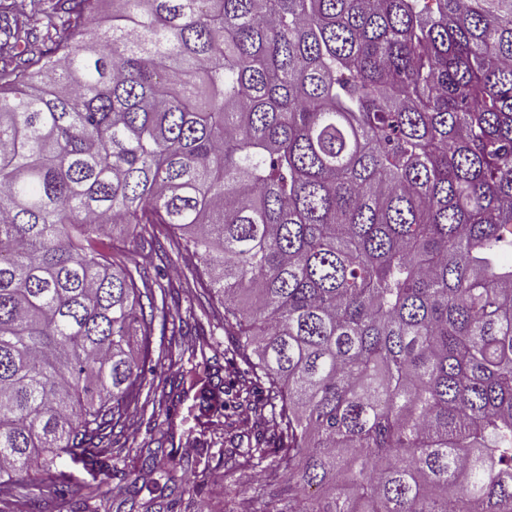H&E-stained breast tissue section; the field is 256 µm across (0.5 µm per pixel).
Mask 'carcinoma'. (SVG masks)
Wrapping results in <instances>:
<instances>
[{
  "instance_id": "carcinoma-1",
  "label": "carcinoma",
  "mask_w": 512,
  "mask_h": 512,
  "mask_svg": "<svg viewBox=\"0 0 512 512\" xmlns=\"http://www.w3.org/2000/svg\"><path fill=\"white\" fill-rule=\"evenodd\" d=\"M102 2L0 0V497L138 408L161 227L277 512H512V0ZM188 275V269L185 263L180 262L177 266V271L169 269L167 276L162 280L164 288H155L157 304L161 307L162 297H166L165 310L171 315H181L183 317L188 316L190 313H194L198 316L201 315L203 307L208 308L210 314L209 326L206 320L205 328L208 333L212 331L213 336L211 338L212 349H207V358H209V364L211 365V372L215 373L214 383L220 384L224 379H228L229 375H232L233 368L229 365L231 354L228 353L227 347L229 348V341L227 336H224V322L216 317H213L211 308L208 300L203 296H199L203 292V289L199 285L194 284L190 278L189 284L186 283L185 277ZM225 350V355H224Z\"/></svg>"
}]
</instances>
